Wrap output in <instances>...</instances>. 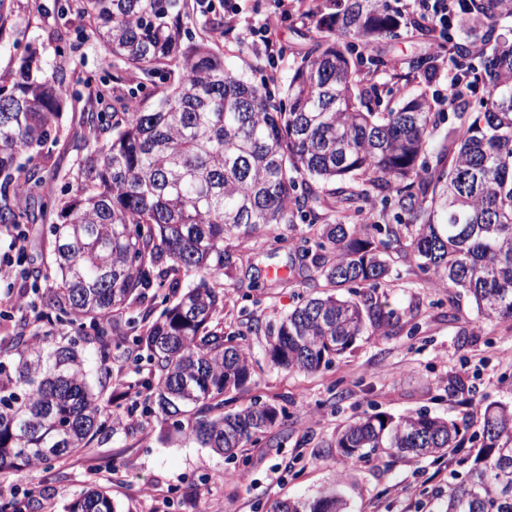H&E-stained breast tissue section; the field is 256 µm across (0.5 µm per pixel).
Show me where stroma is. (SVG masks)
Here are the masks:
<instances>
[{"label": "stroma", "instance_id": "35a3bbf8", "mask_svg": "<svg viewBox=\"0 0 512 512\" xmlns=\"http://www.w3.org/2000/svg\"><path fill=\"white\" fill-rule=\"evenodd\" d=\"M303 5L290 0L285 16L274 0H238V12L228 15L224 0H193L191 29L245 80L261 84L268 71L256 68L257 51L245 32L265 26L281 51L277 73L283 82L294 55L310 51L320 38L314 23L301 18ZM220 12L224 35L208 33L206 20ZM55 17L56 0H13L8 25L18 44L0 50V77L10 76L31 44L50 65L63 66L78 79L71 87L73 106L59 117L55 140L37 159L45 191L57 196L90 153L82 139L85 111H109L117 102L111 96L95 98L79 82L92 72L99 85H108L102 46L90 38L78 51L58 50L51 38ZM48 227L41 219L23 225L27 248L22 254L10 236L0 235V260L11 259L14 268L13 275L0 279L1 343L25 328L26 313L12 308V301L48 286L35 276L50 261ZM240 248L242 266L219 280L224 309L217 319L225 331L248 335L256 365L253 382L227 394L228 407L237 410L257 399L285 409V417L228 460L184 434L165 436L142 403L124 400L107 433L41 473L39 491L47 496L50 512H64L93 485L106 487L121 512H268L275 501L336 488L347 502L346 512H430L425 500L445 495L455 475L466 473V466L448 456L413 461L377 456L348 464L337 451L336 435L366 412L396 417L426 412L476 422L485 405L511 402L512 324L479 318L468 297L448 293L416 265L399 260L395 276L377 293L402 312L400 330L359 339L313 373L277 368L264 359L266 336L252 334L251 324H277L311 295L309 273L299 270L289 248L274 250L259 238L241 242ZM281 276L289 278V287H276ZM452 379L464 384L470 406L449 394Z\"/></svg>", "mask_w": 512, "mask_h": 512}]
</instances>
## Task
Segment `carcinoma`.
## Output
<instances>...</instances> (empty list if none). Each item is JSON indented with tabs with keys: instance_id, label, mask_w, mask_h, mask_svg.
Returning <instances> with one entry per match:
<instances>
[{
	"instance_id": "1",
	"label": "carcinoma",
	"mask_w": 512,
	"mask_h": 512,
	"mask_svg": "<svg viewBox=\"0 0 512 512\" xmlns=\"http://www.w3.org/2000/svg\"><path fill=\"white\" fill-rule=\"evenodd\" d=\"M58 47L94 37L115 83L127 87L122 118L109 124L89 112L83 140L95 145L74 174L68 199L36 193L43 180L32 161L50 140L69 98L67 75L28 45L11 84H0V232L35 219L49 225L54 281L41 306L28 303L47 329L12 338L8 368L0 361V472L30 483L24 497L0 491V512H42L35 477L88 447L107 429L112 405L87 381L79 343L93 345L100 386L111 382L112 351L127 346L147 359L150 377L128 390L145 396L146 413L183 428L203 447L236 456L283 410L253 401L224 413V394L252 380L249 340L214 322L224 289L214 281L242 263L232 239L260 237L294 250L325 287L377 288L397 253L468 295L480 318L512 322V37L498 22L512 0H463L476 19L448 40V60L431 54L386 56L375 45L399 36L389 0H325L316 48L293 58L275 89L244 80L189 27L188 0H57ZM9 7L0 0V48L10 45ZM408 24L442 37L418 14ZM465 65L489 86L478 111L448 124L432 161L436 127L420 94L374 112L361 73L420 77L430 83L443 64ZM112 128V137L101 133ZM345 182L323 194L318 185ZM392 212L393 223L379 218ZM335 223H320L323 213ZM305 228L288 237L280 226ZM200 279L179 291L180 271ZM176 297L147 329L111 336L125 310L147 297ZM401 328L397 312L372 294L345 298L327 290L295 307L271 330L269 361L290 371L332 364L362 336ZM146 356H141V353ZM367 413L336 436L353 462L372 454L396 458L456 455L477 443L463 479L448 485L438 512H512V407H485L478 430L427 413ZM339 491L279 501L272 512H345ZM65 512H119L109 490L88 489Z\"/></svg>"
}]
</instances>
